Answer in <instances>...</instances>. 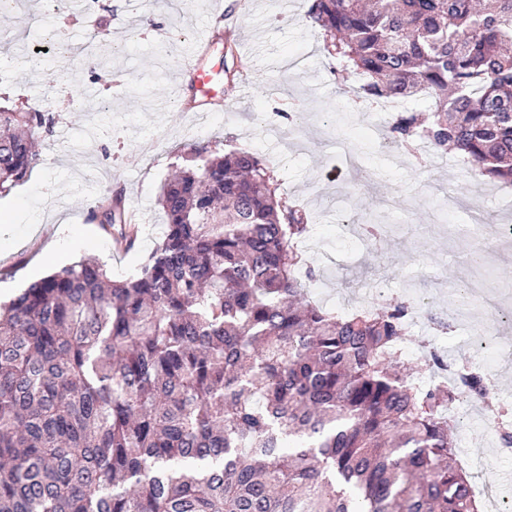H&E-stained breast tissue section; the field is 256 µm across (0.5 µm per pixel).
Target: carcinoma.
I'll return each instance as SVG.
<instances>
[{"label":"carcinoma","mask_w":512,"mask_h":512,"mask_svg":"<svg viewBox=\"0 0 512 512\" xmlns=\"http://www.w3.org/2000/svg\"><path fill=\"white\" fill-rule=\"evenodd\" d=\"M343 69L403 111L397 146L452 148L512 184V0H312ZM45 112L0 108V193ZM162 188V241L114 280L85 258L0 306V512H482L449 435L460 388L401 362L410 303L340 317L304 298L306 213L252 153ZM89 219L131 249L121 193Z\"/></svg>","instance_id":"1"}]
</instances>
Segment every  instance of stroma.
I'll return each instance as SVG.
<instances>
[{"label": "stroma", "instance_id": "35a3bbf8", "mask_svg": "<svg viewBox=\"0 0 512 512\" xmlns=\"http://www.w3.org/2000/svg\"><path fill=\"white\" fill-rule=\"evenodd\" d=\"M12 0L0 9V34L21 30L22 49L0 41V106L21 112H50L54 125L42 135L40 159L27 179L0 195V304L42 274L93 257L112 279L131 274L152 252L165 229L158 203L161 187L184 165L186 145L211 153L243 148L272 171L278 192L312 216L303 244L307 262L319 270L312 285L322 295L355 287L361 277H383L389 302L413 293L429 296L426 308L444 313L446 295L475 289V319L495 321L512 334V244L497 229L512 226V186L456 167L439 154L413 156L395 150L380 155L390 119L374 114L359 97L358 77H337L340 62L324 48L325 36L307 15L309 0H224V19L209 12L210 0H82L79 12ZM219 26L221 35L208 54L211 87L223 93L209 123L195 124L189 99L175 92L185 53L199 30ZM96 27L98 56L56 57L46 34L70 42L87 40ZM78 68L79 81L67 80ZM256 112H304L300 132L279 121V135L252 118ZM361 153L371 178L349 170L338 155L344 142ZM122 191L126 209L140 222L132 250L87 218L103 197ZM455 194L484 204L483 224L493 254L481 266L469 263L473 240L468 214L451 211ZM379 224L380 238L353 254L340 235L342 221ZM73 235L61 262L46 259L58 226Z\"/></svg>", "mask_w": 512, "mask_h": 512}]
</instances>
